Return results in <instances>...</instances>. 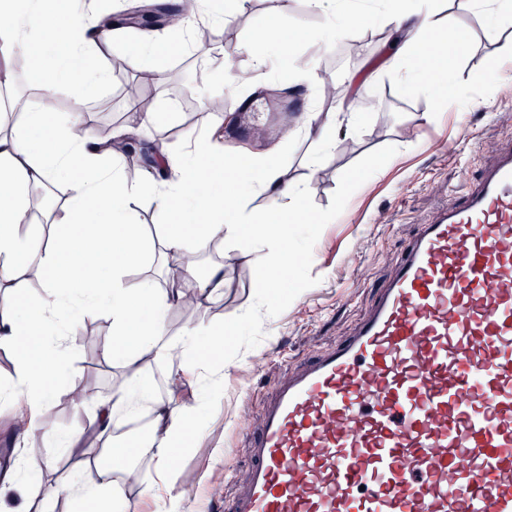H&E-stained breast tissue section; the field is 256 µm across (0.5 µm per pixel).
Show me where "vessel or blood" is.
<instances>
[{
    "label": "vessel or blood",
    "mask_w": 512,
    "mask_h": 512,
    "mask_svg": "<svg viewBox=\"0 0 512 512\" xmlns=\"http://www.w3.org/2000/svg\"><path fill=\"white\" fill-rule=\"evenodd\" d=\"M244 437L229 512H512V145Z\"/></svg>",
    "instance_id": "vessel-or-blood-1"
}]
</instances>
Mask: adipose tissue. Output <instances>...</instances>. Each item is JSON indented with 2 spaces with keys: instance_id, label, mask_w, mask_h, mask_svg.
Wrapping results in <instances>:
<instances>
[{
  "instance_id": "ef3b65f1",
  "label": "adipose tissue",
  "mask_w": 512,
  "mask_h": 512,
  "mask_svg": "<svg viewBox=\"0 0 512 512\" xmlns=\"http://www.w3.org/2000/svg\"><path fill=\"white\" fill-rule=\"evenodd\" d=\"M230 3L229 10L217 12L210 0H175L176 11L187 14L183 27L135 41L129 65L157 75L161 54L191 49L199 28L224 25L244 12L249 0ZM48 4L49 0H27L22 6L17 0H0V56L30 59L28 82L41 98L53 97L63 86L70 96V109L63 113L14 100L20 124L8 132L0 130V346L15 352V376L7 399L18 405L15 426L22 438L49 437L47 412L53 391L43 368L64 370L70 358L69 338L83 316L106 313L116 341L102 356L121 361L129 375L113 388L111 401L98 404L92 426L67 435L62 446L78 457L84 448L104 441L113 459L123 461L126 421L147 411L160 435L153 454L160 484L150 494L156 512H180L181 496L175 491L179 473L170 455L197 434L202 408L178 407L156 397L143 377L142 361L148 356L166 358L172 363V384L194 381L217 394L225 365L204 362L203 356L223 343V328L188 324L173 336L168 314L223 296V267L203 276L197 273L199 257L215 244L247 239L248 257L262 264L261 278L267 283L262 296L281 287L296 267L299 250L277 216L285 210L292 223H306V188L287 179L280 155H223L210 131L178 148L159 143L140 179H128L126 167L136 157L137 142L149 137L165 119V111L132 108L128 121L102 138L86 117V102L91 91L111 83L113 73L101 57L129 29L103 24L92 0L83 5L65 0L58 22L51 20ZM308 5L326 17L325 35L287 33L273 23L258 27L250 39L252 69L244 84L266 81L285 66L294 80L314 83L307 63L289 58V43L344 38L356 8L352 0H308ZM436 10L437 0H390L384 22L405 36L400 51L388 61L387 70L396 81L432 80L452 71L461 38L453 26L438 25ZM338 123V113L314 110L284 139H311L328 151L340 133ZM59 182L66 185L68 196L60 209L52 211L53 229L48 232L36 223L29 194ZM144 191L159 213L182 215V222L159 225L155 235H147L130 206L131 198ZM254 194L263 195L264 212L248 210L247 200ZM150 254L166 267L163 287L148 280L128 284L130 272ZM33 283L43 290L36 305L20 294ZM47 492L67 493L94 512H118L124 498L122 485L109 474L87 484L75 470L57 473Z\"/></svg>"
}]
</instances>
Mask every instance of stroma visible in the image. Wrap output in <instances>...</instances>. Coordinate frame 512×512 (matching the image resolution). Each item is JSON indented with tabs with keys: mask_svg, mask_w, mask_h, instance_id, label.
I'll use <instances>...</instances> for the list:
<instances>
[{
	"mask_svg": "<svg viewBox=\"0 0 512 512\" xmlns=\"http://www.w3.org/2000/svg\"><path fill=\"white\" fill-rule=\"evenodd\" d=\"M280 5L285 30H320L324 17L309 10L306 0H251L249 9L230 24L208 28L200 49L216 45L232 50L230 76L250 69L248 43L253 30ZM359 17L346 39L314 46L296 43V57L311 63L328 92L312 90L278 73L265 86L245 87L237 94L211 86L194 54L173 52L160 62V79L142 85L131 68L119 80L95 91L87 106L94 126L112 130L122 124L131 100L126 86L142 85L149 102L164 103L168 122L160 124L150 148L158 140L180 146L211 123L228 124L234 107L257 101L259 109L246 140L225 139L228 154L248 150L266 155L284 149L289 179L306 181L310 222L293 237L300 249L293 286L278 289L266 300L257 297L258 268L231 245L212 248L199 258L200 273L224 266L227 279L223 299L196 309H174L168 315L171 333L184 325L235 322L213 359L231 361L224 374L221 398L202 414L199 435L180 448L183 480L189 481L181 512H211L215 504L230 503L245 480L249 453L239 426L257 428L265 403L281 380L303 364L353 335L369 314L383 285L395 274L402 248L421 225L434 221L448 202V193L465 189L501 146L512 144V75L491 81L489 65L512 68V26L491 28L470 0H439L436 18L452 23L461 33L463 51L449 77L407 86L392 80L384 69L389 31L379 21L380 0H359ZM190 85L193 96L209 95L222 102L219 112L189 107L179 92ZM308 99L311 108L335 111L342 100H355L363 114L357 132L341 138L334 149L321 153L312 141L300 138L284 143L281 131L296 125L292 116L271 115L264 108L272 89ZM320 153L316 171L307 160ZM112 324L101 313L87 316L70 338L71 356L65 372L54 374V398L47 418L55 434L49 441L28 445L26 455L43 462L32 481L31 512H78L76 502L61 494L44 498L43 488L56 471L70 468L85 480L94 473L87 461L71 457L58 440L87 425L93 411L76 412L67 395L71 385H84L95 401L110 399L112 386L125 375L122 363L105 361L102 352L112 346ZM148 434L127 433L128 463L133 479L123 472L115 478L124 488L128 512H153L144 489L154 484V463L143 445Z\"/></svg>",
	"mask_w": 512,
	"mask_h": 512,
	"instance_id": "35a3bbf8",
	"label": "stroma"
}]
</instances>
